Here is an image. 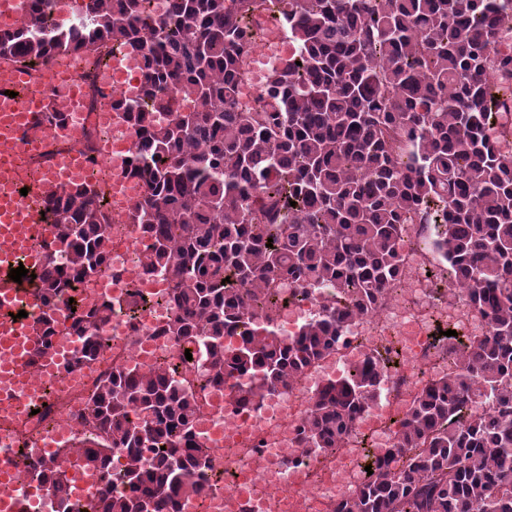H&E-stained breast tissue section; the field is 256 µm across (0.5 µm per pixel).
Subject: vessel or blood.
<instances>
[{"label": "vessel or blood", "instance_id": "b4317fda", "mask_svg": "<svg viewBox=\"0 0 512 512\" xmlns=\"http://www.w3.org/2000/svg\"><path fill=\"white\" fill-rule=\"evenodd\" d=\"M27 74L0 68V147L22 155L38 142L46 112L53 103L70 108L80 96L70 87L60 99L23 92ZM72 158H63L45 171L30 173L19 165H0V350H11L12 360L0 363V412H17L13 395L24 386L30 368L50 372L55 362L43 350L35 323L43 312L42 302L27 284L11 280L9 272L17 256H25L29 268L39 267L46 246L53 241L52 228L42 218L48 197L56 191L63 172L72 167ZM23 306L26 315L13 317L12 309ZM13 469L6 454H0V512H14L7 481Z\"/></svg>", "mask_w": 512, "mask_h": 512}]
</instances>
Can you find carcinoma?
I'll return each mask as SVG.
<instances>
[{"instance_id": "obj_1", "label": "carcinoma", "mask_w": 512, "mask_h": 512, "mask_svg": "<svg viewBox=\"0 0 512 512\" xmlns=\"http://www.w3.org/2000/svg\"><path fill=\"white\" fill-rule=\"evenodd\" d=\"M150 4L82 0L73 26L57 19L61 0H30L23 24L0 31V62L38 69L71 52L97 64L114 43L143 62L138 93L112 107L137 134L130 173L147 191L131 219L150 239L143 263L168 273L178 308L164 332L206 348V382L248 375L230 391L253 403L384 307L408 257L406 225L418 222L446 272L435 299L462 295L485 331L433 337L447 371L422 384L393 446L369 459L373 474L335 512H512V153L490 138L493 76L512 75L501 49L512 0H169L164 17ZM262 8L297 52L244 110L240 61ZM178 97L191 106L176 110ZM153 112L170 119L157 125ZM46 211L68 260L46 253L31 280L40 330L52 336L53 308L74 299L80 366L112 320V302L85 307L76 294L107 267L112 215L88 187L52 194ZM287 286L325 297L283 337L269 309ZM395 357L387 348L327 380L302 443L339 450ZM173 375L118 367L90 395L89 430L71 452L101 474L87 503L69 498L59 457L27 463L58 512H176L180 497L205 489L198 402ZM115 448L128 451L116 471Z\"/></svg>"}]
</instances>
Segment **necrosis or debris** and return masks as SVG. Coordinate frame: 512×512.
I'll list each match as a JSON object with an SVG mask.
<instances>
[{
    "instance_id": "1",
    "label": "necrosis or debris",
    "mask_w": 512,
    "mask_h": 512,
    "mask_svg": "<svg viewBox=\"0 0 512 512\" xmlns=\"http://www.w3.org/2000/svg\"><path fill=\"white\" fill-rule=\"evenodd\" d=\"M295 48L285 31L275 40L262 41L260 48L244 58L241 103L253 101L275 71L281 70ZM104 68H89L85 58L68 54L50 61L46 71H30L33 83L47 94L58 93L67 83L81 90L75 107L66 114L68 135L51 129L21 165L31 172L51 166L62 156L76 157L87 164L92 178L107 175L109 181L128 180L132 201H139L146 187L130 173L128 156H115L108 147L114 142L133 144L135 136L119 113L113 112L111 98H127L131 89L113 84L104 93ZM146 237H127L124 225L112 226V246L104 273L83 282L78 291L86 304L112 302V322L106 329L108 342L94 361L69 367L81 343L70 330L73 312L61 302L54 309L55 334L48 347L61 351L65 360L58 372L44 375L32 370L34 388L44 393L39 413L16 417L9 426H0V451L23 453L37 458L69 449L85 429L86 402L100 380L115 367L149 372L168 363L180 362L183 346L163 328L175 313L172 284L161 272H146L141 264ZM426 260L413 250L405 264L402 283L411 290L406 301L390 299L376 322L365 320L350 327L336 354L308 368L290 387L266 396L259 403L234 405L227 386L204 382L198 371L204 362L201 350H194L189 372L179 378L200 397L192 422L196 440L209 450L207 487L198 495L184 497L182 512H239L235 492L248 487L253 497L272 495L288 501L299 499L303 512H334L337 500L360 481L355 467L362 435H372L374 447L390 445L389 426L398 425L422 382L437 374L439 361L431 356L433 322L443 319L454 330L467 332V307L460 297L438 301L425 278ZM144 299L137 314H129L130 295ZM405 356L377 378L378 393L360 417L354 433L341 452L321 456L304 448L299 428L311 406L312 396L342 370L364 365L369 356L384 348ZM16 512H53L54 502L31 482L23 464H16L9 480Z\"/></svg>"
}]
</instances>
